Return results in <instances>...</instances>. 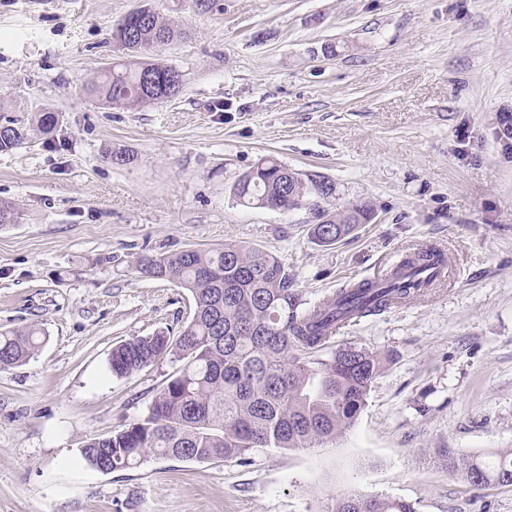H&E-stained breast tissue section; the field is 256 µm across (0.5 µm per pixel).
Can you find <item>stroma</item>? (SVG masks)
I'll return each instance as SVG.
<instances>
[{"label": "stroma", "mask_w": 512, "mask_h": 512, "mask_svg": "<svg viewBox=\"0 0 512 512\" xmlns=\"http://www.w3.org/2000/svg\"><path fill=\"white\" fill-rule=\"evenodd\" d=\"M0 0V114L63 115L54 137L0 153V331L44 345L0 372V512H322L350 490L419 512H512V487L472 491L448 451L512 449V0ZM149 5L185 28L153 52L182 74L161 104L111 109L83 85L123 57L114 24ZM133 153L118 167L106 148ZM263 155L331 181L322 207L370 202L333 246L317 218L244 208L238 175ZM227 244L280 258L304 305L443 249L459 281L355 322L336 344L384 364L355 423L318 448L248 463L150 458L108 474L85 442L122 430L177 369L126 377L112 349L178 335L188 291L141 257Z\"/></svg>", "instance_id": "35a3bbf8"}]
</instances>
